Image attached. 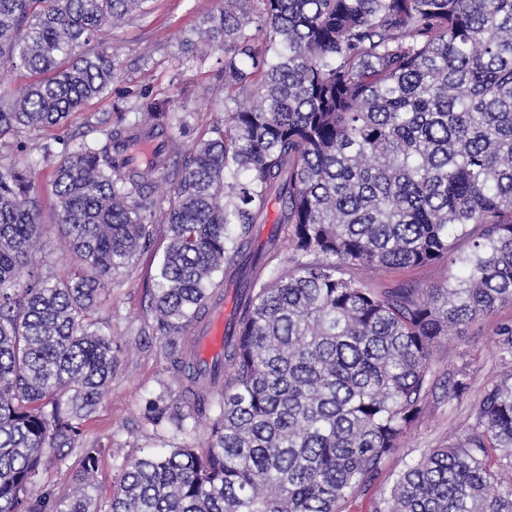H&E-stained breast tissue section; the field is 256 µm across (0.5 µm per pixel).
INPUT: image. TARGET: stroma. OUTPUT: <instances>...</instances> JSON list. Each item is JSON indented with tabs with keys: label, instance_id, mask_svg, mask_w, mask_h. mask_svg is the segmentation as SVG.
<instances>
[{
	"label": "stroma",
	"instance_id": "obj_1",
	"mask_svg": "<svg viewBox=\"0 0 512 512\" xmlns=\"http://www.w3.org/2000/svg\"><path fill=\"white\" fill-rule=\"evenodd\" d=\"M218 5L219 0H149L144 17L105 29L99 37L117 63V76L107 94L87 102L63 126L25 131L0 141V166L22 165L34 176L43 223L35 272L60 277L79 265L56 226L52 163L46 160L42 145H51L58 152L76 136L99 141V119L113 112L133 113L143 103L164 100L189 123L187 131L173 133L178 148L173 162L179 166L196 136L223 117V54L202 46L190 53L184 50L185 41L197 39L201 21ZM21 141L27 144V151L17 150ZM166 244L164 233L156 232L132 265L113 276L93 315L98 326L112 335V380L76 444L51 449V461L42 469L39 482L53 496H61L75 486L81 447L93 444L102 450L94 494L105 505L112 498L126 459L164 445L202 448L207 443L205 425L181 432L170 425L154 428L145 419L155 404L184 415L196 411L169 370L165 338L151 309L150 290ZM447 278L444 266L437 265L381 271L372 275L371 282L378 288L407 283L429 291L443 287ZM508 321H512L511 305L461 327L436 348L435 367L439 372L449 373L461 362H469L467 390L453 401L434 394L430 414L415 424L401 452L387 463L386 475L352 503L350 512H371L373 500L388 484L387 474L403 469L427 449L463 434L485 384L501 369L495 330L499 323Z\"/></svg>",
	"mask_w": 512,
	"mask_h": 512
}]
</instances>
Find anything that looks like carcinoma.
<instances>
[{"instance_id":"carcinoma-1","label":"carcinoma","mask_w":512,"mask_h":512,"mask_svg":"<svg viewBox=\"0 0 512 512\" xmlns=\"http://www.w3.org/2000/svg\"><path fill=\"white\" fill-rule=\"evenodd\" d=\"M147 3L0 0V63L33 77L0 89V139L108 93L116 63L95 41ZM198 34L224 52V117L182 168L168 144L188 122L152 102L59 156L58 229L80 268L34 275L39 200L28 170L0 169V512H101L94 445L75 491L51 501L37 477L112 379V335L90 313L158 224L152 307L210 433L125 461L108 512H347L433 390L468 388L467 364L441 378L434 349L512 305V0H224ZM440 263L448 282L428 293L359 275ZM218 272L246 285L208 371L184 332L219 296ZM496 336L504 371L465 433L406 465L372 512H512V321ZM165 420L187 427L149 416Z\"/></svg>"}]
</instances>
